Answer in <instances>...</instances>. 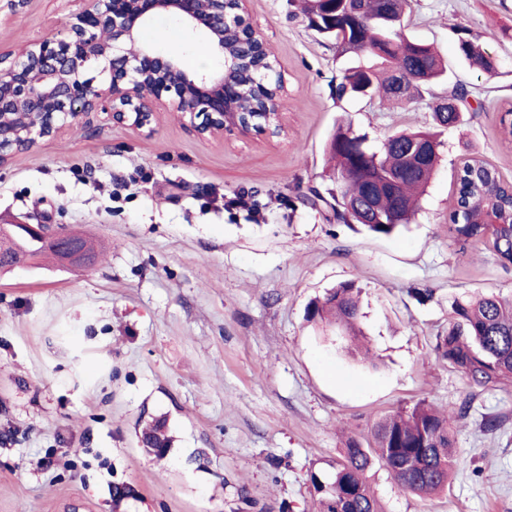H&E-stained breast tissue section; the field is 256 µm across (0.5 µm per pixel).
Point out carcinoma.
Listing matches in <instances>:
<instances>
[{"instance_id":"obj_1","label":"carcinoma","mask_w":512,"mask_h":512,"mask_svg":"<svg viewBox=\"0 0 512 512\" xmlns=\"http://www.w3.org/2000/svg\"><path fill=\"white\" fill-rule=\"evenodd\" d=\"M348 5L357 12L369 36L366 41L350 37L345 51L361 55L365 61L345 70L336 87L338 98L348 95L350 79L363 70L371 73L374 95L397 102L421 99L431 83L445 79V63L433 47L411 41L402 33L407 0H349ZM459 49L469 66L485 72L494 69L492 58L477 41L462 37ZM397 69L408 70L419 77L400 94L391 91L392 72ZM450 95L459 108L444 112L436 101L429 105L434 121L441 127L464 124L463 112L469 91L457 85ZM417 138L426 139L431 148L418 166L408 169L400 147ZM366 140V134L350 126H340L332 135L330 149L336 161V192L331 194V208L339 213L343 222L359 224L375 235H390L400 225L374 223V217L365 207L366 182L361 177L343 174L344 161L351 160V142ZM439 147L436 134L429 130L401 131L388 136L376 147L365 145L373 156L364 163L381 180L378 197L381 208L394 207L403 223L411 221L417 212L418 195L424 191L438 162ZM486 168L488 165L474 159L458 171L457 199L448 214V234L462 251L473 242L488 240L500 261L511 264L512 191L508 183ZM489 198L494 212L502 220L500 224L487 222ZM43 256L57 258L55 251L36 244H28L24 251L9 245L0 250V267ZM307 317L311 321L340 322L352 339H358L359 306L354 286L345 283L329 290L323 301L314 303ZM435 351L461 368L477 386L511 377L512 298L478 293L455 302L448 334L438 338ZM468 411L466 401L457 411L447 413L423 401L408 411H397L375 422L366 444L355 437L348 438L343 460L337 464L331 480L315 482L318 512H381L369 483V472L376 463L411 493L430 495L444 490L456 457L453 423ZM142 438L143 444L148 446L147 452L158 458L166 455L169 440L161 427L146 430Z\"/></svg>"}]
</instances>
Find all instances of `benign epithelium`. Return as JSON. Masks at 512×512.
I'll use <instances>...</instances> for the list:
<instances>
[{
    "instance_id": "7a95c632",
    "label": "benign epithelium",
    "mask_w": 512,
    "mask_h": 512,
    "mask_svg": "<svg viewBox=\"0 0 512 512\" xmlns=\"http://www.w3.org/2000/svg\"><path fill=\"white\" fill-rule=\"evenodd\" d=\"M87 6L69 22L60 39L45 37L15 49L0 51V166L31 149L38 140L55 137L64 127L87 124L103 113L106 120L150 135L164 102L182 125L201 137L223 139L256 133L280 134L283 86L270 90L272 108L252 117L236 110L233 99L244 87L259 83L246 64L240 44L250 38L267 54L269 66L278 61L262 36L247 22L249 0H86ZM171 17L189 36H199L217 57L204 72L188 71L177 54L159 52L145 39L156 18ZM323 35L344 48L349 25L332 21L320 26ZM105 76L102 87L89 75L92 67ZM429 145L418 138L405 150L414 165ZM23 231L54 247L59 264L90 265L89 245L71 239L46 224H0V237L11 229Z\"/></svg>"
}]
</instances>
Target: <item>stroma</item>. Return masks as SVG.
<instances>
[{
    "mask_svg": "<svg viewBox=\"0 0 512 512\" xmlns=\"http://www.w3.org/2000/svg\"><path fill=\"white\" fill-rule=\"evenodd\" d=\"M300 0H250L248 22L276 56L281 136L219 141L160 114L154 132L93 121L0 166V212L83 235L97 261L41 258L0 272V512H314L345 432L426 401L469 402L455 425L445 490L421 497L381 466L383 512H512V377L479 387L437 356L455 301L512 296L491 243L448 235L456 175L478 159L512 183V0H409L406 36L434 44L472 112L442 129L441 160L415 220L377 236L336 220L326 144L340 123L370 144L433 125V95L389 106L337 98L352 57L309 29ZM84 0H0V48L63 37ZM477 35L487 74L457 51ZM187 70L214 55L169 18L146 34ZM246 197L248 207L236 206ZM343 283L360 291L373 360L308 306ZM495 417L500 427L484 431ZM165 424L164 459L143 428ZM128 489L114 501L115 486Z\"/></svg>",
    "mask_w": 512,
    "mask_h": 512,
    "instance_id": "1",
    "label": "stroma"
}]
</instances>
